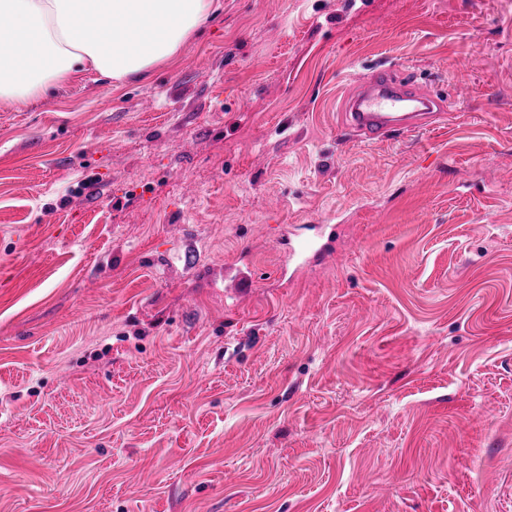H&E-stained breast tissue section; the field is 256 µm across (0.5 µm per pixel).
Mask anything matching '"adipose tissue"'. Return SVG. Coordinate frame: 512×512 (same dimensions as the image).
<instances>
[{
	"label": "adipose tissue",
	"mask_w": 512,
	"mask_h": 512,
	"mask_svg": "<svg viewBox=\"0 0 512 512\" xmlns=\"http://www.w3.org/2000/svg\"><path fill=\"white\" fill-rule=\"evenodd\" d=\"M213 0H0V100L27 102L80 69L109 82L173 58ZM96 40L84 37L86 29Z\"/></svg>",
	"instance_id": "1"
}]
</instances>
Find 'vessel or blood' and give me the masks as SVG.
Listing matches in <instances>:
<instances>
[{
    "mask_svg": "<svg viewBox=\"0 0 512 512\" xmlns=\"http://www.w3.org/2000/svg\"><path fill=\"white\" fill-rule=\"evenodd\" d=\"M450 99L418 95L408 77L377 71L363 80L348 99L345 127L366 140H378L389 133H408L437 124L447 114Z\"/></svg>",
    "mask_w": 512,
    "mask_h": 512,
    "instance_id": "1",
    "label": "vessel or blood"
}]
</instances>
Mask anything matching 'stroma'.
Returning <instances> with one entry per match:
<instances>
[{"label": "stroma", "mask_w": 512, "mask_h": 512, "mask_svg": "<svg viewBox=\"0 0 512 512\" xmlns=\"http://www.w3.org/2000/svg\"><path fill=\"white\" fill-rule=\"evenodd\" d=\"M216 2L0 101V512H512V0ZM409 75L393 77L385 70L359 84L345 108V127L366 140L389 133H408L437 124L447 115L451 99L419 96L409 86Z\"/></svg>", "instance_id": "35a3bbf8"}]
</instances>
